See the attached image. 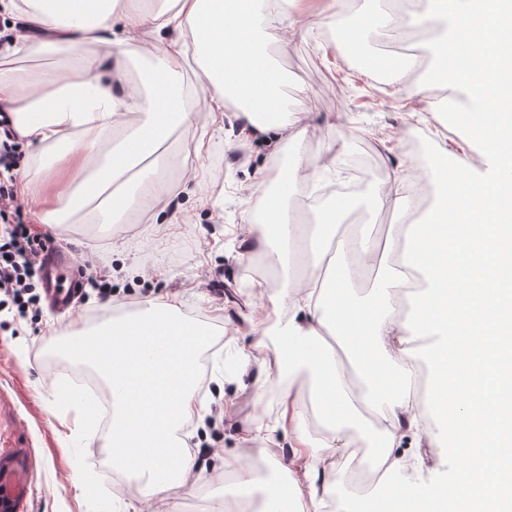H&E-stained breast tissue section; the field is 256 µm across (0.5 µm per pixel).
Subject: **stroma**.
Instances as JSON below:
<instances>
[{
  "instance_id": "obj_1",
  "label": "stroma",
  "mask_w": 512,
  "mask_h": 512,
  "mask_svg": "<svg viewBox=\"0 0 512 512\" xmlns=\"http://www.w3.org/2000/svg\"><path fill=\"white\" fill-rule=\"evenodd\" d=\"M389 0H352L348 13L334 18L327 0H296L293 12L301 25L284 20L280 44L268 49L270 59L285 76L282 88L288 109L308 124L298 142L262 141L241 132L235 108L225 106L223 124L208 121L210 92L198 84L195 68H188L183 88L193 96L195 115L168 153L163 170L172 186L174 213L171 223L155 224L138 209L125 213L121 223L101 224L76 214L59 226L40 224L37 232L49 235L55 247L68 251L84 269L86 278L112 283V304L74 299L65 312L41 306L36 316L19 318L13 306L0 310V437L33 448L38 460L34 476L33 512H155L160 503L177 504L178 512H209L232 477L223 483L209 476L220 457L235 452L243 438L256 435L276 416L280 387L256 381L258 368L248 363L234 371L223 387L214 382L198 387L197 399L219 410V393L233 398V407L210 433L209 442L192 448L195 459L194 489L172 487L163 499L124 492V477L110 474V451L99 420H86L95 408L87 387L77 386L74 396L60 401L54 394L58 382L71 383V370L79 361L55 352L60 337L74 326H98L110 318L113 304L135 309L137 302L157 295H177L182 310L200 316L216 335L206 359L213 373L226 355L252 351L256 333L250 317L271 309L280 296L279 279H272L264 295H256L251 274L256 254L246 248L241 234L256 222L261 203L255 190L271 171L290 165L295 158L317 159L335 148L340 161L319 176L320 187L342 179L352 155H370L372 162L359 170L363 193L351 197L350 212L360 221L338 229V236L370 233L375 243H385L395 218L375 211L371 198L376 188L396 176L414 171L420 158H463L481 163L482 148L471 131L453 122L451 113L469 111L471 98L464 86L437 87L430 101L374 82L375 71L337 82L336 72L348 51L333 53L317 39L314 29L325 20L334 28L357 26L363 32L366 53L399 59L409 51L394 38L373 30L367 19ZM398 453L413 459L414 474L434 488L452 477L454 462L440 444H417L406 436ZM82 471L96 492L85 497L75 487L73 475Z\"/></svg>"
}]
</instances>
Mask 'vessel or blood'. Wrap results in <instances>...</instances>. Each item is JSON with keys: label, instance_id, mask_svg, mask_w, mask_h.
<instances>
[{"label": "vessel or blood", "instance_id": "obj_1", "mask_svg": "<svg viewBox=\"0 0 512 512\" xmlns=\"http://www.w3.org/2000/svg\"><path fill=\"white\" fill-rule=\"evenodd\" d=\"M70 273L62 253L48 256L46 284L52 300L64 304L69 295L62 282ZM36 459L32 449L18 445L0 448V512H31Z\"/></svg>", "mask_w": 512, "mask_h": 512}]
</instances>
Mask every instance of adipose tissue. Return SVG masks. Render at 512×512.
Returning <instances> with one entry per match:
<instances>
[{"instance_id": "ef3b65f1", "label": "adipose tissue", "mask_w": 512, "mask_h": 512, "mask_svg": "<svg viewBox=\"0 0 512 512\" xmlns=\"http://www.w3.org/2000/svg\"><path fill=\"white\" fill-rule=\"evenodd\" d=\"M429 14H410L407 25L430 34L434 20L451 17L442 43L435 83L459 81L456 63L469 58L467 86L475 110L458 120L480 142L498 172L486 178L461 160L455 169L436 162L432 177L443 188L437 212L396 232L384 245L363 242L364 257L377 263L371 296L351 297L345 257L335 250L336 224L326 214L304 257L313 272L297 277L289 234L288 189L317 178L320 165L295 162L277 169L274 189L264 195L261 220L250 237L255 249L277 252L280 305L263 313L257 348L271 345L274 365L260 364L263 377L289 374L275 427L288 440L281 451L250 448L225 457L214 482L233 474V491L215 512H325L338 462L334 448H365L378 466H402L393 450L407 432L427 426L455 455V477L435 490L396 482L387 496L360 498V512H504L512 506V0H432ZM491 12L495 24H472ZM0 13L16 18L21 33L15 51L66 54L52 80L20 68L0 69V111L8 112L27 147L54 148L55 159L71 158L82 179L51 195L32 192L27 176L18 192L39 224L96 206L119 220L141 208L166 220L171 190L159 175V160L173 130L193 109L179 90L190 51H199L202 71L215 93L211 114L236 100L249 134L299 139L289 119L280 73L266 61L263 45L277 28L260 16L258 0H0ZM190 34V41L153 45L150 68L140 80L127 73L125 57L145 35ZM414 270L423 282L410 311L392 306L397 286ZM206 331L183 315L169 296L143 302L91 333L79 330L65 343L69 354L92 367L112 393L107 447L112 467L158 495L185 486L193 457L181 432L202 419L195 395L197 354ZM426 353L434 365L425 396L411 385L414 360ZM309 375L307 392L326 431L313 436L297 403L298 372ZM260 454L272 478L259 484L248 461Z\"/></svg>"}]
</instances>
